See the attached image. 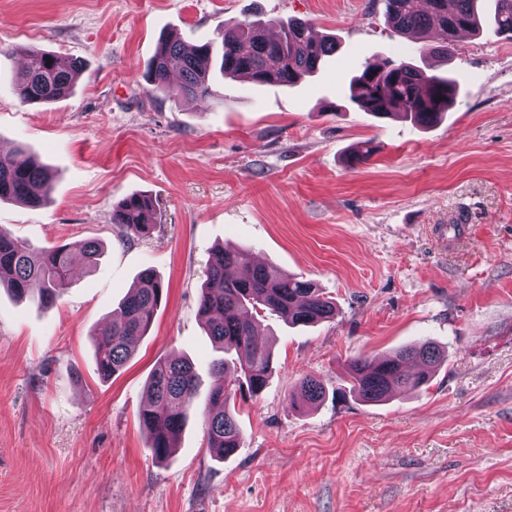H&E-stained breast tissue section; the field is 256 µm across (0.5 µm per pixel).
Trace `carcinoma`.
<instances>
[{
    "mask_svg": "<svg viewBox=\"0 0 512 512\" xmlns=\"http://www.w3.org/2000/svg\"><path fill=\"white\" fill-rule=\"evenodd\" d=\"M478 2L384 0V14L396 31L422 42L429 54L446 58L459 32L478 28ZM494 24L496 32L512 37V0H496ZM222 45L220 70L224 76L288 86L316 72L336 51V41L312 34L309 23L277 18L227 25ZM11 51L26 58L25 68L15 79V92L22 103H50L67 96L82 69L81 61L62 66L54 54L42 49L15 46ZM212 61L210 43L187 51L177 41L164 40L150 60L148 80L154 89L170 96L204 100L212 95ZM174 70L181 75L175 93L168 81ZM456 95L454 78L391 57L365 66L349 84V100L363 111L377 118L401 114L420 126L437 122L454 105ZM53 180L52 171L23 150L0 153V201L41 206L50 198ZM155 216L153 199L133 194L112 210V223L121 236L140 239L152 234ZM76 253L92 265L101 253V244L88 240L34 249L19 244L0 228V287L18 299L35 293L41 304L52 305L68 286ZM241 260L235 249L213 251L199 303L208 335L225 354L236 355L213 365L209 403L203 410L208 448L219 459L235 453L242 444L231 400L243 389L252 397L261 393L273 371L271 351L255 339L258 317L268 312L290 326H311L336 314L334 303L312 282L263 264L243 277L238 273ZM163 295L162 279L151 268L142 270L121 302L111 331L92 338L96 370L102 379H111L125 367L137 341L148 333ZM444 359L442 348L425 341L388 356L357 359L347 374L358 397L375 404L390 400L398 391L427 385ZM197 388L198 376L188 360L173 357L155 364L139 410L155 461L171 455ZM323 397L321 382L307 376L293 402L314 406Z\"/></svg>",
    "mask_w": 512,
    "mask_h": 512,
    "instance_id": "obj_1",
    "label": "carcinoma"
}]
</instances>
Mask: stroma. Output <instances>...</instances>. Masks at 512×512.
I'll return each mask as SVG.
<instances>
[{
    "mask_svg": "<svg viewBox=\"0 0 512 512\" xmlns=\"http://www.w3.org/2000/svg\"><path fill=\"white\" fill-rule=\"evenodd\" d=\"M483 30L449 60L397 34L381 0H0V152L55 174L50 202H0V227L47 248L84 239L54 305L0 288V512H512V38ZM278 17L335 37L298 84L212 77L172 99L144 71L159 42L220 44L225 23ZM81 60L69 96L24 104L13 46ZM399 58L459 82L429 127L348 99L365 65ZM371 147L366 163L353 151ZM152 197L156 228L120 237L112 209ZM471 220L453 223L459 209ZM313 282L333 319L260 320L274 369L236 402L243 446L213 456L202 427L220 358L199 297L214 246ZM168 290L149 333L109 380L91 338L139 272ZM426 340L446 359L428 385L378 405L347 364ZM190 359L200 383L176 448L153 460L138 420L154 364ZM323 401L290 403L304 376Z\"/></svg>",
    "mask_w": 512,
    "mask_h": 512,
    "instance_id": "stroma-1",
    "label": "stroma"
}]
</instances>
